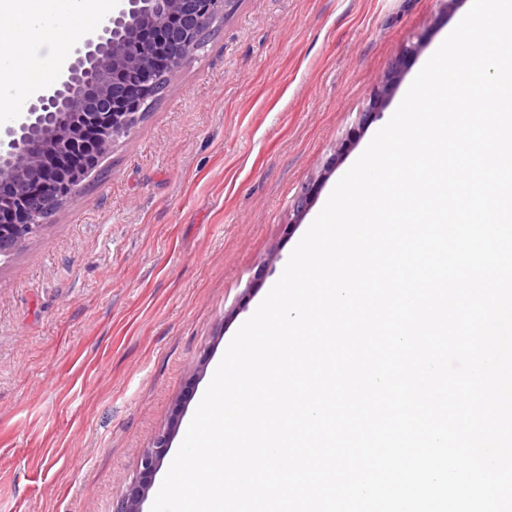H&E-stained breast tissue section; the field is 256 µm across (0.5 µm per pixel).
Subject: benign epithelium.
Here are the masks:
<instances>
[{"label":"benign epithelium","mask_w":512,"mask_h":512,"mask_svg":"<svg viewBox=\"0 0 512 512\" xmlns=\"http://www.w3.org/2000/svg\"><path fill=\"white\" fill-rule=\"evenodd\" d=\"M236 0H119L112 26L78 49L65 76L29 101L0 137V258L35 236L78 194L103 157L143 120L185 60L200 51ZM154 35L144 40V33ZM87 153L78 171L46 163L50 153ZM169 435L142 456L139 477L112 512H143Z\"/></svg>","instance_id":"benign-epithelium-1"}]
</instances>
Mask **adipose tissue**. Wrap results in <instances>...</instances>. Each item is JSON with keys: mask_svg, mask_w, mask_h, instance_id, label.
Wrapping results in <instances>:
<instances>
[{"mask_svg": "<svg viewBox=\"0 0 512 512\" xmlns=\"http://www.w3.org/2000/svg\"><path fill=\"white\" fill-rule=\"evenodd\" d=\"M115 0H0V85L17 86L27 95L43 92L54 73L68 64V45L89 38L112 15ZM55 34L63 48L53 69L28 64L30 43Z\"/></svg>", "mask_w": 512, "mask_h": 512, "instance_id": "adipose-tissue-1", "label": "adipose tissue"}]
</instances>
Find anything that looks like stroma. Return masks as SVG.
Here are the masks:
<instances>
[{
  "instance_id": "1",
  "label": "stroma",
  "mask_w": 512,
  "mask_h": 512,
  "mask_svg": "<svg viewBox=\"0 0 512 512\" xmlns=\"http://www.w3.org/2000/svg\"><path fill=\"white\" fill-rule=\"evenodd\" d=\"M469 4L238 0L0 260V512H112L162 432L171 465L231 339Z\"/></svg>"
}]
</instances>
